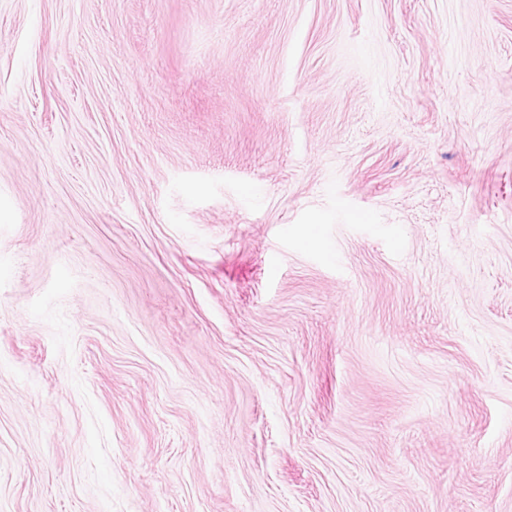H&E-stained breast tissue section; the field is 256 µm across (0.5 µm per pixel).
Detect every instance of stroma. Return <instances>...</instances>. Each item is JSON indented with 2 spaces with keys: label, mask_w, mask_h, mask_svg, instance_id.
<instances>
[{
  "label": "stroma",
  "mask_w": 512,
  "mask_h": 512,
  "mask_svg": "<svg viewBox=\"0 0 512 512\" xmlns=\"http://www.w3.org/2000/svg\"><path fill=\"white\" fill-rule=\"evenodd\" d=\"M0 512H512V0H0Z\"/></svg>",
  "instance_id": "35a3bbf8"
}]
</instances>
